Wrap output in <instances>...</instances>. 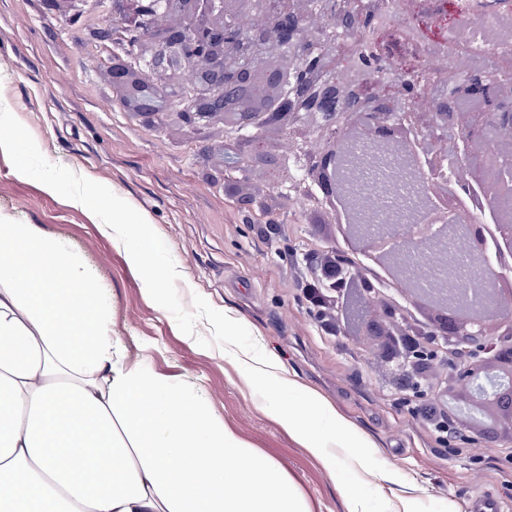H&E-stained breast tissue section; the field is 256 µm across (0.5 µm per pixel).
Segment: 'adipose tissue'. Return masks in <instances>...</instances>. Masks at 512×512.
Masks as SVG:
<instances>
[{"instance_id": "ef3b65f1", "label": "adipose tissue", "mask_w": 512, "mask_h": 512, "mask_svg": "<svg viewBox=\"0 0 512 512\" xmlns=\"http://www.w3.org/2000/svg\"><path fill=\"white\" fill-rule=\"evenodd\" d=\"M224 358L244 382L267 380L265 413L332 482L335 446L372 471V440L278 354ZM0 512L308 510L204 391L126 359L87 265L40 225L0 219Z\"/></svg>"}]
</instances>
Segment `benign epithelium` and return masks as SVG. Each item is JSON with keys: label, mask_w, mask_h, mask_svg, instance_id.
Wrapping results in <instances>:
<instances>
[{"label": "benign epithelium", "mask_w": 512, "mask_h": 512, "mask_svg": "<svg viewBox=\"0 0 512 512\" xmlns=\"http://www.w3.org/2000/svg\"><path fill=\"white\" fill-rule=\"evenodd\" d=\"M375 0H112V30L133 38L131 51L113 56L112 85L128 111L146 125L174 117L197 128L224 121V172L238 185L257 169L280 168L269 188L282 194L308 190L314 215L344 202L346 247L386 267L403 284L407 303L382 294L376 282L334 255L325 256L307 290L333 292L337 327L355 331L391 367L404 391L439 393L463 413L462 426L512 439V284L505 266L487 259L489 225L452 223L459 206L448 187L462 186L470 202L487 194L504 197L489 176L497 160L512 155V96L502 93L497 69L471 73L446 88L413 95L367 91V77L339 68L341 52L357 44L376 21ZM271 68L257 76L254 63ZM281 88L264 112L250 101L260 84ZM460 95L483 102L481 110L453 106ZM375 127L364 151L346 163L360 120ZM288 137L297 170L270 156L266 136ZM407 158L417 182L420 212L410 224L361 220L352 187L366 171H384L386 154ZM499 240L512 250V208L496 210ZM475 255V272L486 288V306L467 318L457 287L462 270L448 244ZM434 261L446 276L422 297L407 277L418 258Z\"/></svg>", "instance_id": "1"}]
</instances>
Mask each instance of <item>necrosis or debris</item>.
Wrapping results in <instances>:
<instances>
[{
	"label": "necrosis or debris",
	"instance_id": "necrosis-or-debris-1",
	"mask_svg": "<svg viewBox=\"0 0 512 512\" xmlns=\"http://www.w3.org/2000/svg\"><path fill=\"white\" fill-rule=\"evenodd\" d=\"M360 46L437 86L464 69L496 67L512 78V0H381ZM458 59L464 69L455 68Z\"/></svg>",
	"mask_w": 512,
	"mask_h": 512
}]
</instances>
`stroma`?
Instances as JSON below:
<instances>
[{
  "label": "stroma",
  "mask_w": 512,
  "mask_h": 512,
  "mask_svg": "<svg viewBox=\"0 0 512 512\" xmlns=\"http://www.w3.org/2000/svg\"><path fill=\"white\" fill-rule=\"evenodd\" d=\"M111 23V0H97L76 19L48 10L44 0H0V106L50 162L116 189L147 216L182 273L184 307L197 293L230 313L262 350L278 353L289 372L374 441L373 467L390 476L384 483L353 466L352 449L336 451L365 512H397L400 496L410 499V512H466L468 498L486 489L512 512L511 443L481 438L474 456L462 441H439L422 415L434 400L402 391L382 358L311 312L304 287L336 240L312 223L299 199L268 215L248 212L224 190L221 127L148 126L127 112L112 86L106 45L90 36ZM0 218L43 226L95 268L110 290L112 330L128 361L146 362L174 384H202L226 427L285 466L309 512H345L322 465L264 413L266 381L244 384L221 348L197 344L211 335L206 320L197 321L195 336L183 334L168 311L145 299L123 248L100 232L93 213L18 178L1 151Z\"/></svg>",
  "instance_id": "35a3bbf8"
}]
</instances>
